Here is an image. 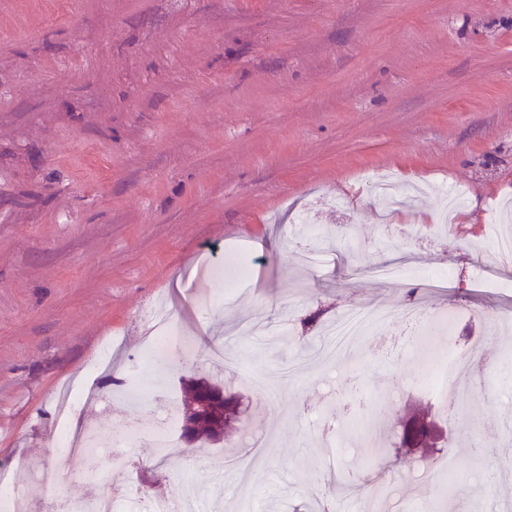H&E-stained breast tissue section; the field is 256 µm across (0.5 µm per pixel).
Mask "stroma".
<instances>
[{"label":"stroma","instance_id":"obj_1","mask_svg":"<svg viewBox=\"0 0 512 512\" xmlns=\"http://www.w3.org/2000/svg\"><path fill=\"white\" fill-rule=\"evenodd\" d=\"M393 175L429 193L387 215L368 181ZM463 207L435 223L448 193ZM512 208V0H0V470L55 464V395L77 378L99 396L73 431L125 420V395L152 409L216 366L173 354L154 379L144 318L158 301L197 342L219 339L225 373L287 369L292 336L319 344L344 311L399 306L408 288L430 317L452 311L457 346L487 339L481 387L441 406L401 348L394 316L362 337V394H332L312 366L267 396L242 387L271 437L246 484H224L225 438L178 448L157 491L224 486V512H311L336 482L369 487L413 463L496 480L452 498L456 512H512V256L493 232ZM319 250L315 265L295 261ZM407 270L392 286L377 270ZM112 348L110 373L91 362ZM396 393L385 451L326 472V446L371 396ZM97 455L45 494L78 503Z\"/></svg>","mask_w":512,"mask_h":512}]
</instances>
